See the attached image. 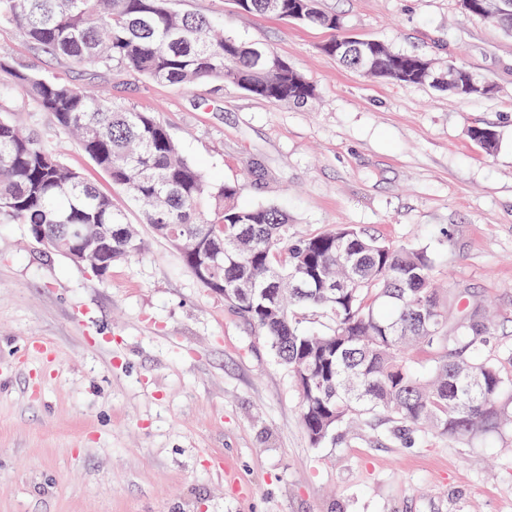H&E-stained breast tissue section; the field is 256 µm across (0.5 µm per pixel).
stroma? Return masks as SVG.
Segmentation results:
<instances>
[{"mask_svg": "<svg viewBox=\"0 0 512 512\" xmlns=\"http://www.w3.org/2000/svg\"><path fill=\"white\" fill-rule=\"evenodd\" d=\"M226 35L272 45L316 88L305 107L237 85L155 83L38 52L0 24V58L108 90L156 113L213 183L279 205L312 236L355 225L425 247L441 285L497 314L487 350L512 345V34L460 0H320L346 32L480 74L459 98L374 78L324 52L333 33L231 0H171ZM488 127L498 147L470 140ZM62 160L125 209L144 255L95 281L0 223V512H512V449L439 434L409 446L363 428L315 448L299 396L266 341L65 135Z\"/></svg>", "mask_w": 512, "mask_h": 512, "instance_id": "1", "label": "stroma"}]
</instances>
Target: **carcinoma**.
Instances as JSON below:
<instances>
[{
  "label": "carcinoma",
  "instance_id": "obj_1",
  "mask_svg": "<svg viewBox=\"0 0 512 512\" xmlns=\"http://www.w3.org/2000/svg\"><path fill=\"white\" fill-rule=\"evenodd\" d=\"M238 11L336 30V15L319 0H233ZM15 26L34 48L79 65L133 71L189 86L229 81L276 105H306L315 87L287 65L260 72L271 47L224 35L210 18L179 12L168 0H0V24ZM326 53L334 54L333 43ZM336 55V54H334ZM357 47L336 55L356 68ZM371 75L403 84L424 57L382 45ZM0 112L44 113L54 134H72L81 150L142 207L144 222L181 254L206 288L270 344L300 398L301 420L315 448H339L376 420L383 438L438 433L473 442L512 432V373L485 353L494 325L468 289L435 288V257L424 247L393 245L340 224L314 236L293 231L275 205L242 206L239 185L209 182L182 154L152 113L104 91L0 67ZM470 137L496 147L490 128ZM0 223L27 226L36 242L94 280L112 263L147 249L123 210L80 172L67 167L48 136L0 117ZM96 231L98 267L82 256L72 229ZM248 281L245 296L229 289ZM276 294L275 302L266 299ZM319 314L311 326L302 312ZM433 355L427 369L408 357Z\"/></svg>",
  "mask_w": 512,
  "mask_h": 512
}]
</instances>
